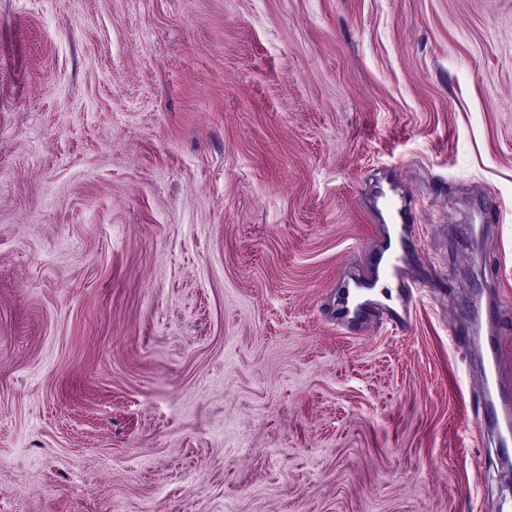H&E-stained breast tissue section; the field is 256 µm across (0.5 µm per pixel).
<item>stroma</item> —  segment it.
Returning <instances> with one entry per match:
<instances>
[{"mask_svg": "<svg viewBox=\"0 0 512 512\" xmlns=\"http://www.w3.org/2000/svg\"><path fill=\"white\" fill-rule=\"evenodd\" d=\"M488 311L512 0H0V512H512ZM385 272L407 283V292L400 296L399 305L394 308L391 306L377 305L370 299L359 301L361 297L360 290L371 291L376 287L379 279V270L371 276L358 275L354 280V289L347 288L342 302L336 308V323L345 325L349 323L360 322L369 324L372 318H379L392 329L398 330L400 327H406L411 321L413 315L412 298L413 290L416 289V283L410 275V265L407 263L404 254L401 255L395 249L391 251L385 263ZM359 290V291H351Z\"/></svg>", "mask_w": 512, "mask_h": 512, "instance_id": "1", "label": "stroma"}]
</instances>
